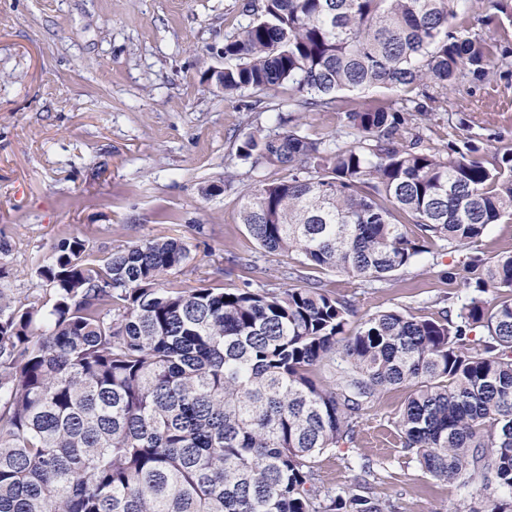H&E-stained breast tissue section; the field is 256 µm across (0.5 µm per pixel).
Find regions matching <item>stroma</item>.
<instances>
[{
	"label": "stroma",
	"instance_id": "35a3bbf8",
	"mask_svg": "<svg viewBox=\"0 0 512 512\" xmlns=\"http://www.w3.org/2000/svg\"><path fill=\"white\" fill-rule=\"evenodd\" d=\"M245 0H0V264L5 292L36 295L35 274L53 242L76 236L91 258L154 237L182 239L189 259L167 280L176 288L278 290L298 284V254L266 252L239 219L242 195L287 170H255L239 148L252 133L302 124L334 138V112H292L288 91L226 98L207 79L223 69L224 42L250 18ZM487 164L512 149V72L493 84L448 93L434 142L455 137L458 113ZM221 185L220 193L206 187ZM512 253V219L488 226L479 247L442 240L388 278L310 270L331 294L351 299L357 318L379 311L430 314L458 308L470 290L448 281L474 251ZM410 391L391 388L362 412L354 442L325 453V484L350 483V464H378L374 492L398 512H473L476 487L426 475L396 431Z\"/></svg>",
	"mask_w": 512,
	"mask_h": 512
}]
</instances>
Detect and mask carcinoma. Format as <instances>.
I'll return each mask as SVG.
<instances>
[{
    "label": "carcinoma",
    "mask_w": 512,
    "mask_h": 512,
    "mask_svg": "<svg viewBox=\"0 0 512 512\" xmlns=\"http://www.w3.org/2000/svg\"><path fill=\"white\" fill-rule=\"evenodd\" d=\"M460 2L263 0L224 43L236 64L208 71L224 95L286 85L288 111L336 112L356 141L298 124L247 137L241 158L289 172L241 197L264 250L390 277L512 216L511 151L488 168L474 139L427 135L449 86L512 65L490 36L512 25V0H488L480 31L458 23ZM371 88L400 99L344 97ZM188 258L181 240L152 238L96 262L62 238L36 268L44 294L0 291V512H396L368 492L371 458L334 492L317 467L394 386L411 389L403 451L433 478L480 482L484 512H512V253L470 257L459 313L381 311L352 335V301L308 278L272 292L168 286Z\"/></svg>",
    "instance_id": "cac0c4a2"
}]
</instances>
